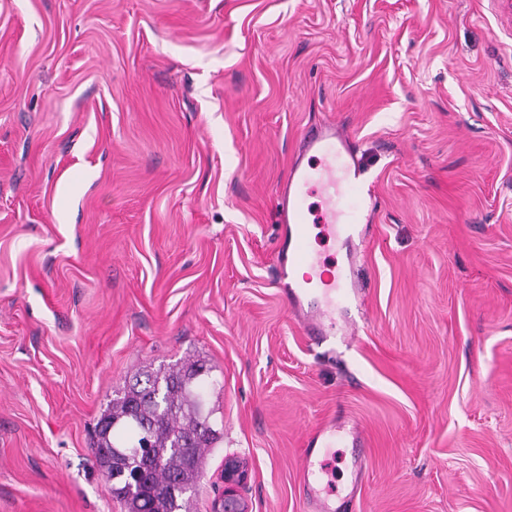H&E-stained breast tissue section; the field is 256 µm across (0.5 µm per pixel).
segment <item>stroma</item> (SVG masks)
<instances>
[{
    "label": "stroma",
    "mask_w": 512,
    "mask_h": 512,
    "mask_svg": "<svg viewBox=\"0 0 512 512\" xmlns=\"http://www.w3.org/2000/svg\"><path fill=\"white\" fill-rule=\"evenodd\" d=\"M377 199L346 341L278 284L304 130ZM205 361L249 512H512V0H0V512H125L91 436ZM343 416L303 469L309 433Z\"/></svg>",
    "instance_id": "obj_1"
}]
</instances>
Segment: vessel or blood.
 Returning <instances> with one entry per match:
<instances>
[{
  "label": "vessel or blood",
  "mask_w": 512,
  "mask_h": 512,
  "mask_svg": "<svg viewBox=\"0 0 512 512\" xmlns=\"http://www.w3.org/2000/svg\"><path fill=\"white\" fill-rule=\"evenodd\" d=\"M303 152L319 155L318 166L293 163L288 182L278 197L280 223L286 233L278 248L277 259L288 268L287 293L293 305H301L308 285L320 282L323 286L317 302L305 314V331L311 339L337 335L334 300H351L358 291L346 278L336 273L334 267L315 263L310 249L311 210L306 203L310 188H317L325 198L326 208L321 221L337 226L345 240L344 247H351V239L359 225L369 223L374 203L371 190L364 179V170L350 148L348 138L335 125L324 124L309 128L302 136ZM347 202L345 210H337V202ZM341 424L317 429L306 443L304 465L312 467L320 449L330 447Z\"/></svg>",
  "instance_id": "obj_1"
}]
</instances>
